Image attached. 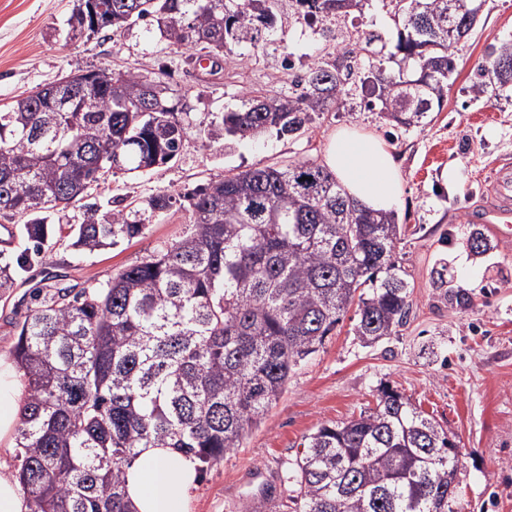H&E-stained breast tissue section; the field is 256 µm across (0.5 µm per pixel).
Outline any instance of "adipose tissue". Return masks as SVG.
Returning <instances> with one entry per match:
<instances>
[{
  "instance_id": "1",
  "label": "adipose tissue",
  "mask_w": 512,
  "mask_h": 512,
  "mask_svg": "<svg viewBox=\"0 0 512 512\" xmlns=\"http://www.w3.org/2000/svg\"><path fill=\"white\" fill-rule=\"evenodd\" d=\"M324 163L363 207L396 210L403 182L391 152L378 136L355 128L333 133ZM23 398L12 363L0 360V441L17 424ZM126 494L136 512H188V493L198 480L194 457L171 448H144L125 465Z\"/></svg>"
}]
</instances>
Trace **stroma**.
<instances>
[{
  "label": "stroma",
  "instance_id": "1",
  "mask_svg": "<svg viewBox=\"0 0 512 512\" xmlns=\"http://www.w3.org/2000/svg\"><path fill=\"white\" fill-rule=\"evenodd\" d=\"M74 4L0 0V107L69 74L109 69L145 80L165 77L186 103L197 131L177 158L137 177L107 176L84 202L58 213L56 223H80L88 203L142 201L161 190L191 191L215 175L297 160L322 162L330 136L342 127L383 139L403 179L395 257L411 287L406 324L366 347L355 334L354 312H347L323 347L295 369L241 448L201 472L190 492L189 512H244L265 484L274 485L284 512H293V486L286 477L304 438L322 424L374 407L383 381L453 435L462 453L460 512H512V239L499 238L492 225L477 220L491 204L493 166L512 161V93L477 98L470 91L491 46L512 38V0H487L473 34L455 48V70L441 111L422 123L397 127L368 110L354 76L345 108L317 113L304 134L234 141L206 138L217 113L240 108L252 95L293 92L295 72L333 58L338 43L356 49L361 67L367 64L359 49L362 32L378 33L386 52H393V0H365L362 12L314 26L301 18L296 0H279L275 23L258 48L243 58L226 55L216 80L199 77L186 64L185 50L142 22L69 40L66 21ZM190 229L189 213L178 202L152 218L144 235L117 246L78 252L63 241L46 259H32L13 287L0 290V358L9 359L18 324L34 306L39 288L61 280L94 289ZM476 231L491 245L482 255L466 245ZM443 267L447 289L465 295L461 304H449L445 289L435 284Z\"/></svg>",
  "mask_w": 512,
  "mask_h": 512
}]
</instances>
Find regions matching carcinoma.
Returning a JSON list of instances; mask_svg holds the SVG:
<instances>
[{"mask_svg": "<svg viewBox=\"0 0 512 512\" xmlns=\"http://www.w3.org/2000/svg\"><path fill=\"white\" fill-rule=\"evenodd\" d=\"M303 20L335 19L361 0H296ZM277 0H97L75 6L67 37L78 40L137 21L200 57L256 48ZM483 0H397L402 29L384 66L379 52L361 83L366 106L398 126L442 106L454 71L449 38L470 34ZM471 90L512 87V39L491 48ZM351 65L320 63L283 97L252 95L210 123V139L293 136L317 112L340 109ZM74 86L17 97L0 110V217L19 218L31 244L0 265V288L35 255L48 254L55 214L107 173L144 174L177 157L191 128L182 99L163 80L86 70ZM191 231L119 271L93 292L54 284L19 323L11 355L27 381L14 477L29 512H133L124 466L140 448H175L204 467L241 447L357 305L356 335L373 344L395 334L411 308L394 257L393 213L361 207L311 160L211 177L182 195ZM160 190L144 206L86 207L71 245L93 252L144 233L169 211ZM461 452L439 424L389 385L376 406L320 426L296 459L294 512H448ZM264 487L245 512H283Z\"/></svg>", "mask_w": 512, "mask_h": 512, "instance_id": "cac0c4a2", "label": "carcinoma"}]
</instances>
